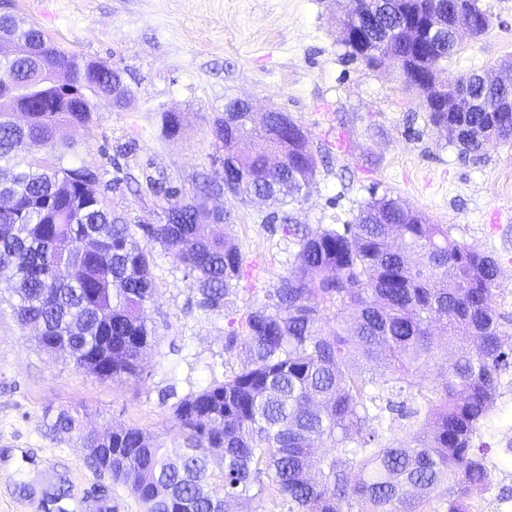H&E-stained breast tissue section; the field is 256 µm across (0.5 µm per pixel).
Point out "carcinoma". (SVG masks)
Here are the masks:
<instances>
[{
	"mask_svg": "<svg viewBox=\"0 0 512 512\" xmlns=\"http://www.w3.org/2000/svg\"><path fill=\"white\" fill-rule=\"evenodd\" d=\"M411 8L436 9L479 34L490 16L477 0L368 4L359 16L368 52L347 47L345 57L369 66L379 54L408 89L426 94L457 41L395 32ZM3 31L17 33L16 47L52 74L0 53V161H14L10 178H0V282L10 284L18 321L37 329L44 350L100 379L135 377L151 340L147 303L155 287L151 252L130 243L134 230L179 259L202 307L224 308L246 276L243 260L227 232L201 230L198 198L298 202L314 181L317 155L286 112L260 125L249 112L226 113L212 133L224 143V169L236 176L206 177L192 198L154 181L150 188L167 201L164 223L131 224L85 186V173L99 170L70 162L74 143L66 138L69 127L92 126L94 100L112 95L122 72L101 75L12 11L0 13ZM59 72L83 89L78 106L62 99L53 81ZM470 76L473 111L429 113L437 134L462 155L512 140V112L500 110L512 83L491 71ZM10 83L32 89L39 105L23 125L12 120L23 98L9 95ZM244 137L260 140L262 150L236 146ZM33 146L46 156L27 158ZM284 231L298 247L297 262L263 298L249 300L241 331L229 333L226 349L245 353L239 370L172 404L185 443L178 452L139 427L113 426L112 479L132 488L143 512H238L270 491L288 512H476L488 470L473 438L494 406L501 372L512 366V345L502 339L506 317L491 305L497 260L386 194L346 224ZM95 234L101 240L89 248L71 247ZM438 331L456 338L452 356L435 347ZM362 361L381 363L388 374L370 376ZM424 367L435 369L433 385L409 381ZM405 385L416 389L415 406L403 412L413 424L397 437L391 414L402 406L390 395ZM369 421L381 431L367 430ZM315 441L329 451L313 474ZM216 469L221 493L210 487ZM42 494L46 512H68L64 477Z\"/></svg>",
	"mask_w": 512,
	"mask_h": 512,
	"instance_id": "cac0c4a2",
	"label": "carcinoma"
}]
</instances>
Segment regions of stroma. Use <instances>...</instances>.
Returning <instances> with one entry per match:
<instances>
[{
    "label": "stroma",
    "mask_w": 512,
    "mask_h": 512,
    "mask_svg": "<svg viewBox=\"0 0 512 512\" xmlns=\"http://www.w3.org/2000/svg\"><path fill=\"white\" fill-rule=\"evenodd\" d=\"M347 0H14V10L66 52L122 70L132 89L123 108L97 103L93 127L69 128L76 162L99 168L107 206L149 224L164 220L162 194L150 180L186 196L199 173L224 176V146L214 120L233 98L256 112L291 115L324 162L308 197L287 206L294 223L352 220L371 193L400 197L453 238L492 254L500 267L492 299L512 314V142L489 143L481 156H462L427 121L424 95L401 77L343 59L336 18ZM492 18L481 36H462L438 79L453 83L474 70L512 62V0H478ZM177 113L181 130L167 137L162 115ZM129 153H122V146ZM142 185L132 193L119 171ZM231 212L228 232L248 271L226 308L199 307V295L177 257L136 233L150 247L155 329L139 377L102 380L50 355L38 333L22 327L0 283V512H44L41 490L68 480L70 512H93L97 486L109 488L114 512H141L129 488L94 471L82 435L112 424L134 425L182 444L170 407L189 392L238 371L242 350H226L228 321L262 297L287 269L296 248L279 223H263L273 205L248 197L209 210ZM201 215V223L210 217ZM74 417L80 432L50 431L58 414ZM486 450L487 488L480 501L512 505V368L502 372L495 405L474 439Z\"/></svg>",
    "instance_id": "35a3bbf8"
}]
</instances>
